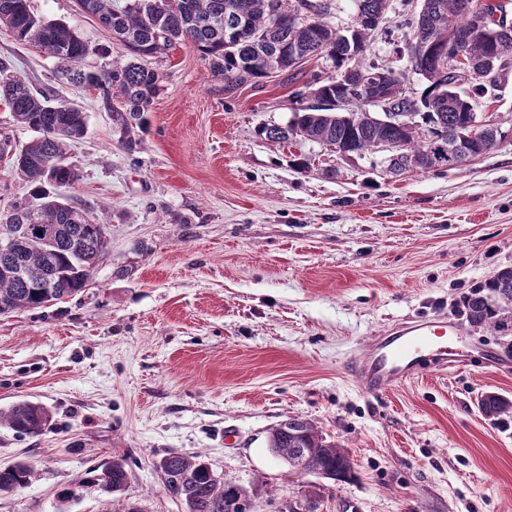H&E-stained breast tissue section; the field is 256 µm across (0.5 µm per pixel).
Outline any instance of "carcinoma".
Listing matches in <instances>:
<instances>
[{
  "instance_id": "cac0c4a2",
  "label": "carcinoma",
  "mask_w": 512,
  "mask_h": 512,
  "mask_svg": "<svg viewBox=\"0 0 512 512\" xmlns=\"http://www.w3.org/2000/svg\"><path fill=\"white\" fill-rule=\"evenodd\" d=\"M156 0H78L80 9L112 32L127 52L125 62L114 61L96 70L82 66L90 55L103 56L107 50L92 47L67 24L36 15L30 0H0V25L14 39L44 51L47 57L67 65L68 81L84 90H94L103 107L112 114L120 131V146L129 155L140 152L144 114L150 111L161 87V76L149 66V54L162 56L176 43L192 48L209 63L212 76L229 92L246 83H259L273 70L298 75L302 62L320 57L342 68L348 56L343 34L325 18L331 0H317L311 19L295 17V5L302 0H164V8L154 7ZM417 16L405 19L394 28L403 32L408 51L405 72L420 76L424 88L395 98L394 110L413 117L410 126L398 129L375 119L371 100L379 92L377 85H344L336 75L313 71L304 88L315 89L320 103L305 105V93H293L292 117L287 124L264 125L258 134L271 142L292 140L320 145L347 144L363 156L374 152L385 140H399L414 158H426L441 145H448L472 120L480 101L493 89L475 80L460 89L451 85L448 68L427 54L430 47L448 43V27L470 26L474 11L489 15L500 13L496 27L501 32L465 48L464 56L475 60L494 56L512 58V23L506 22V5L487 0H421ZM248 28L254 38L240 43L228 37L233 27ZM9 56L0 57V101L12 113L16 123L36 136L21 149L17 170L29 184V195L37 203L33 224L58 228L53 239L31 231L17 241L8 254L0 253V307L3 314L31 311L49 306L61 295L84 291L91 277L109 252L106 225L84 208L77 209L61 201L51 179L64 186L79 181L78 171L66 163L68 147L85 136L87 116L74 103L57 98L50 87L36 89L15 73ZM349 96L352 123L336 111L338 96ZM120 100L121 108L112 106ZM53 288H48V285ZM466 317L476 329L493 330L501 336L512 335V267L500 269L465 300ZM478 407L484 417L496 423L512 418V400L487 392ZM50 413L40 403L22 400L0 410V427L19 436L42 434ZM268 447L299 474H315L343 482L354 477L350 457L336 443L327 440L319 428L304 419L289 417L270 429ZM156 468L164 489L184 505V512H250V503L237 506L245 494L235 482L216 475L211 464L200 455L187 456L169 451ZM35 473L26 460L0 468V496L27 487ZM128 462L115 457L93 478L109 495L125 491Z\"/></svg>"
}]
</instances>
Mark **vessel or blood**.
Listing matches in <instances>:
<instances>
[{
    "instance_id": "1",
    "label": "vessel or blood",
    "mask_w": 512,
    "mask_h": 512,
    "mask_svg": "<svg viewBox=\"0 0 512 512\" xmlns=\"http://www.w3.org/2000/svg\"><path fill=\"white\" fill-rule=\"evenodd\" d=\"M448 345L447 320L407 323L379 337L362 359L351 363L349 373L361 391L382 393L413 380L426 368L457 366Z\"/></svg>"
}]
</instances>
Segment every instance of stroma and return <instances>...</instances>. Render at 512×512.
I'll list each match as a JSON object with an SVG mask.
<instances>
[{
  "mask_svg": "<svg viewBox=\"0 0 512 512\" xmlns=\"http://www.w3.org/2000/svg\"><path fill=\"white\" fill-rule=\"evenodd\" d=\"M90 45L126 50L77 0H32ZM0 56L34 87L87 115L68 149L81 180L64 194L109 229V254L83 293L0 316V409L26 399L44 432L0 427V467L34 463L0 512H183L154 464L206 456L242 486L251 512H512V425L490 424L483 393L512 399V349L473 329L464 301L512 267V140L447 172L383 174L380 154L343 159L316 143L256 134L291 116L284 73L220 90L178 44L153 66L161 90L139 153L127 155L96 93L0 27ZM303 153L308 171L291 167ZM447 316L465 367L376 396L349 364L408 321ZM290 417L349 454L354 480L300 477L267 446ZM127 457L112 496L92 469Z\"/></svg>",
  "mask_w": 512,
  "mask_h": 512,
  "instance_id": "35a3bbf8",
  "label": "stroma"
}]
</instances>
